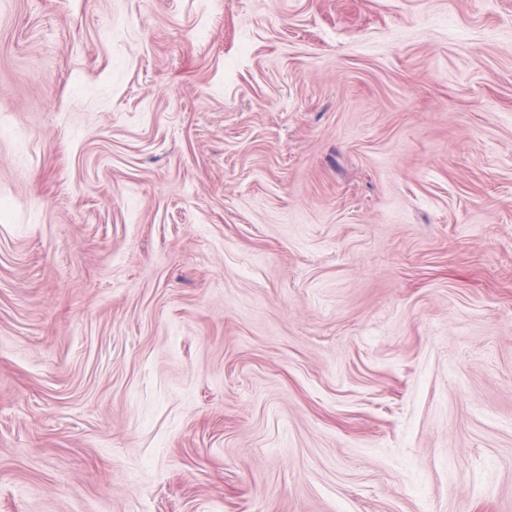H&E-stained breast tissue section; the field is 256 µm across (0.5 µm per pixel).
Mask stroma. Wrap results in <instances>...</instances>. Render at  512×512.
Masks as SVG:
<instances>
[{"instance_id":"stroma-1","label":"stroma","mask_w":512,"mask_h":512,"mask_svg":"<svg viewBox=\"0 0 512 512\" xmlns=\"http://www.w3.org/2000/svg\"><path fill=\"white\" fill-rule=\"evenodd\" d=\"M0 512H512V0H0Z\"/></svg>"}]
</instances>
